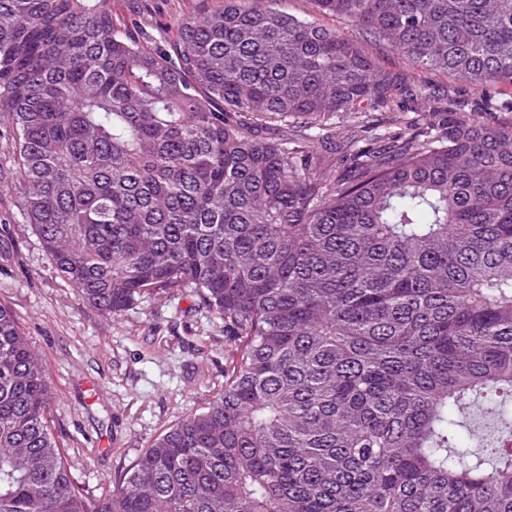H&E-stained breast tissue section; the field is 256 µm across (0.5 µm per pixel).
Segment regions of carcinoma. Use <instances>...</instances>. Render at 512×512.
<instances>
[{
	"label": "carcinoma",
	"mask_w": 512,
	"mask_h": 512,
	"mask_svg": "<svg viewBox=\"0 0 512 512\" xmlns=\"http://www.w3.org/2000/svg\"><path fill=\"white\" fill-rule=\"evenodd\" d=\"M312 2L416 68L512 84V0ZM398 98L410 132L366 120L336 157L338 114ZM1 119L0 182L85 301L190 288L236 352L95 497L0 304V512H512V121L266 0L150 46L112 0H0Z\"/></svg>",
	"instance_id": "1"
}]
</instances>
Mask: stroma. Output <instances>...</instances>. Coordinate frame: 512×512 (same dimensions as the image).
Instances as JSON below:
<instances>
[{
    "mask_svg": "<svg viewBox=\"0 0 512 512\" xmlns=\"http://www.w3.org/2000/svg\"><path fill=\"white\" fill-rule=\"evenodd\" d=\"M212 0H112L120 22L175 34L181 19ZM388 71L453 90L466 111L493 108L512 119V84L486 91L415 68L388 45L366 42ZM0 304L16 314L31 347L50 368L52 429L76 480L91 495L109 494L150 441L224 388L234 349L222 320L191 289L145 298L107 319L60 277L21 211L11 184H0Z\"/></svg>",
    "mask_w": 512,
    "mask_h": 512,
    "instance_id": "35a3bbf8",
    "label": "stroma"
}]
</instances>
